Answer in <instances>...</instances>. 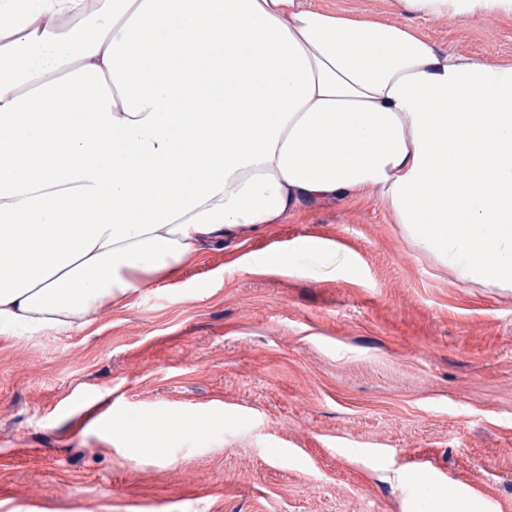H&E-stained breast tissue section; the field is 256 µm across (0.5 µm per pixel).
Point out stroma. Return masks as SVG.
<instances>
[{
    "label": "stroma",
    "mask_w": 512,
    "mask_h": 512,
    "mask_svg": "<svg viewBox=\"0 0 512 512\" xmlns=\"http://www.w3.org/2000/svg\"><path fill=\"white\" fill-rule=\"evenodd\" d=\"M309 4L512 59V16ZM282 252L301 276L245 269ZM165 414L205 426L134 450L98 425ZM0 512H512V292L438 268L375 197L307 203L88 324L0 337Z\"/></svg>",
    "instance_id": "stroma-1"
}]
</instances>
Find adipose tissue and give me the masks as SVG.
Here are the masks:
<instances>
[{
	"label": "adipose tissue",
	"mask_w": 512,
	"mask_h": 512,
	"mask_svg": "<svg viewBox=\"0 0 512 512\" xmlns=\"http://www.w3.org/2000/svg\"><path fill=\"white\" fill-rule=\"evenodd\" d=\"M77 5L0 0V335L89 323L241 231L368 194L436 266L512 291V61L307 0ZM203 426L112 429L152 448Z\"/></svg>",
	"instance_id": "adipose-tissue-1"
}]
</instances>
